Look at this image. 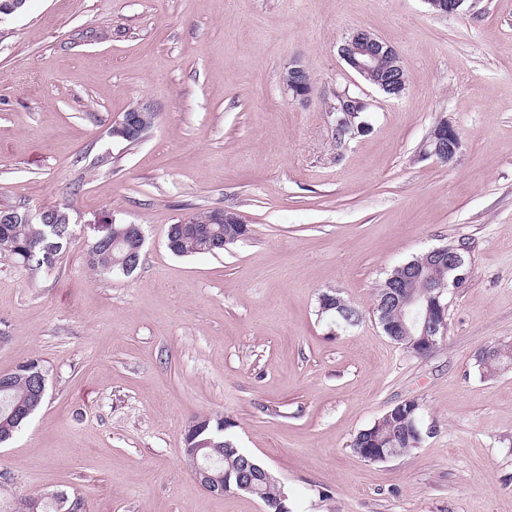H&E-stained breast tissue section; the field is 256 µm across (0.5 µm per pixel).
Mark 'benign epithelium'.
Instances as JSON below:
<instances>
[{"label": "benign epithelium", "instance_id": "7a95c632", "mask_svg": "<svg viewBox=\"0 0 512 512\" xmlns=\"http://www.w3.org/2000/svg\"><path fill=\"white\" fill-rule=\"evenodd\" d=\"M430 8L440 14H456L465 0H426ZM340 55L346 65L367 84L399 96L405 89L403 78L404 66L396 49L371 32L359 29L353 32L340 47ZM285 90L294 99H304L311 87L307 72L303 66L294 61L286 68ZM335 110L339 113L336 132L349 133L354 137L363 128L356 121L367 108L366 102L357 96L343 91L336 94ZM156 111L149 103H138L122 114L121 119L112 126V135L127 141H136L155 122ZM461 145L458 131L446 122L437 125L426 143L424 154L448 162L457 153ZM38 220L43 224H56L60 221L70 222L67 213L55 211L49 213L44 209L36 212L26 210L22 215L0 212L1 224H15L19 221L30 223ZM463 250L465 247H435L426 254L428 263L424 267L404 264L397 267V274L392 276V285L381 299V308L392 310L396 318L389 321L384 314H379L380 325L394 341L403 345V349L415 357L427 354L426 346L437 343L448 331V303L442 300L444 289L432 294V298L422 301V294L405 287L411 279L431 277L429 271L440 263L448 264V286L455 288L466 279L468 270ZM360 458L367 462H383L398 456L396 449L388 447L381 439L372 438L367 447L358 450ZM194 474L202 487L208 492L222 495L227 492L228 480L225 475L215 472L208 463L194 464Z\"/></svg>", "mask_w": 512, "mask_h": 512}]
</instances>
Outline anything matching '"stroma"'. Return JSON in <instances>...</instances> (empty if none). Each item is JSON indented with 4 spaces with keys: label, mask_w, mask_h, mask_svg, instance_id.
<instances>
[{
    "label": "stroma",
    "mask_w": 512,
    "mask_h": 512,
    "mask_svg": "<svg viewBox=\"0 0 512 512\" xmlns=\"http://www.w3.org/2000/svg\"><path fill=\"white\" fill-rule=\"evenodd\" d=\"M365 29L407 73L389 96L339 55ZM299 61L312 90L286 94ZM365 132L337 144L343 89ZM157 109L132 144L111 128ZM461 147L425 156L441 122ZM66 207L70 247L49 268L0 253V373L36 357L44 402L6 446L14 498L60 489L83 512H266L215 495L182 455L196 415L233 420L239 448L272 471L289 512H512V0H27L0 20V209ZM240 214L249 237L179 257L170 225ZM138 224L128 277L88 267L106 223ZM465 242L448 332L414 357L387 336L375 292L397 266ZM337 293L362 314L319 313ZM421 405L418 448L363 461L356 434Z\"/></svg>",
    "instance_id": "35a3bbf8"
}]
</instances>
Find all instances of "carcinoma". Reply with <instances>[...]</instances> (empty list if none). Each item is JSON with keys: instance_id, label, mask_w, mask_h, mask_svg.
<instances>
[{"instance_id": "carcinoma-1", "label": "carcinoma", "mask_w": 512, "mask_h": 512, "mask_svg": "<svg viewBox=\"0 0 512 512\" xmlns=\"http://www.w3.org/2000/svg\"><path fill=\"white\" fill-rule=\"evenodd\" d=\"M215 211L209 210L194 215L195 223L184 228L172 224V232L167 235V247L175 255H206L224 252L222 248L212 247L213 240L224 237L230 231L238 233L239 224H214ZM71 227L57 224H0V252L12 255L19 262L42 267L55 263L58 257L70 246ZM127 251L124 243L115 244L113 239L106 241L97 238L88 245L86 258L88 265L108 274L127 275L122 258ZM44 371L41 360L30 358L20 363L8 373L9 383L0 389V443L12 440L30 417L41 407L44 399L36 393V378ZM233 422L224 416H196L184 428L183 453L187 463H192L194 449H199L198 461L209 462L217 471L229 473V488L237 489V477L243 472L253 476L256 491L253 495L261 499L271 512H280L283 505L280 498L281 485L273 475L266 476L265 469L259 463L237 448L228 430ZM392 437L394 448L405 455L415 448L416 438L410 430V424L395 417L373 424L358 433L352 443L353 449L365 447L373 435ZM27 500L40 503L42 512H78L80 502L76 498L56 491L37 492Z\"/></svg>"}]
</instances>
